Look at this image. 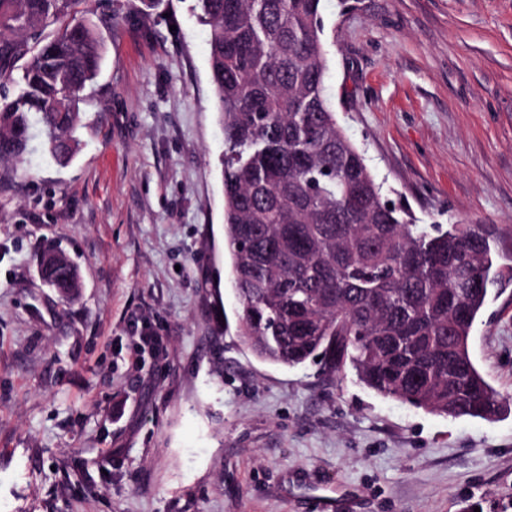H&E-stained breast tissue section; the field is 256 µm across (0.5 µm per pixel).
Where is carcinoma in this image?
<instances>
[{
    "mask_svg": "<svg viewBox=\"0 0 512 512\" xmlns=\"http://www.w3.org/2000/svg\"><path fill=\"white\" fill-rule=\"evenodd\" d=\"M92 0H0V162L20 163L37 120L54 160L80 151V103L106 46ZM322 0H197L224 130V250L236 332L260 360H320L365 388L452 418L492 419L472 326L512 277L479 225L418 224L345 136L327 92ZM54 31H48L49 27ZM23 83L6 90L18 62ZM44 283L75 298L67 256Z\"/></svg>",
    "mask_w": 512,
    "mask_h": 512,
    "instance_id": "cac0c4a2",
    "label": "carcinoma"
}]
</instances>
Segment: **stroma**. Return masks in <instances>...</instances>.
Here are the masks:
<instances>
[{"instance_id": "35a3bbf8", "label": "stroma", "mask_w": 512, "mask_h": 512, "mask_svg": "<svg viewBox=\"0 0 512 512\" xmlns=\"http://www.w3.org/2000/svg\"><path fill=\"white\" fill-rule=\"evenodd\" d=\"M336 118L421 224L512 256V0H323ZM195 0H99L82 147L0 163V512H512V287L491 420L256 358L224 327V135ZM64 251L83 288L40 278ZM157 336L143 344L144 333Z\"/></svg>"}]
</instances>
